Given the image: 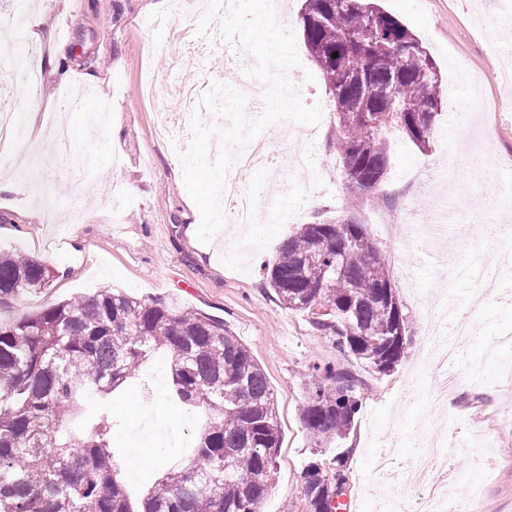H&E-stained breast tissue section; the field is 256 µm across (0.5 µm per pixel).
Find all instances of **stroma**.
Wrapping results in <instances>:
<instances>
[{
  "label": "stroma",
  "mask_w": 512,
  "mask_h": 512,
  "mask_svg": "<svg viewBox=\"0 0 512 512\" xmlns=\"http://www.w3.org/2000/svg\"><path fill=\"white\" fill-rule=\"evenodd\" d=\"M43 2L38 86H28L23 65L0 68V84L21 113L23 133L19 139L10 133L0 136V154L10 156L15 176L27 184L22 194L0 192V250L39 256L56 269L58 278L46 294L24 295L0 306V322L11 323L42 306L102 288L223 319L250 348L276 397L280 451L263 512H309L301 472L312 458L326 466L332 461L331 452L316 454L300 422L310 369L343 361L354 371L358 365L344 361L314 330L307 314L280 307L263 284L261 267L297 227L335 216L348 205L336 167L334 112L323 113L314 126L290 120L276 124L283 136L275 152L303 154L305 166L282 173L279 196L287 205V220L275 234L260 233L268 217L261 210L253 223L224 224L209 242H201L196 235L199 211L186 190L174 148L155 137L156 116L142 96L143 80L153 74L160 93L174 105L184 85L202 79L239 86L238 71L220 52L206 57L185 54L179 66H172L168 34L152 27L151 18L166 14L174 24L190 27L198 20L197 15L179 13L174 0ZM381 6L421 39L442 75H449L459 60L465 61L468 75H477L492 58L472 26L471 0H381ZM148 43L153 46L149 53L144 50ZM297 52L300 64L288 72L291 83L306 105L328 102L317 66L305 47ZM73 87L93 92L86 111L65 109L62 94ZM101 97L110 99L111 111L105 124L95 128L91 121ZM509 100L511 85L484 83L473 103V117L440 119L425 150L405 134H394L382 194L355 212L390 264L397 297L411 319V336L406 358L393 371L363 377V409L341 442L349 450L341 495L348 512H374V497L362 494L361 488H377L386 467L399 474L398 495L415 505L419 490L411 463L419 421H426L439 440L451 435L465 442L480 429L488 440L512 448V434L489 424L493 416L512 419V374L501 372L492 356L498 336L512 331V303L470 286L462 288L471 334L460 348L458 369L450 372L431 362L423 375L415 373L427 309L445 286L441 267L479 266L495 259L496 245L483 244L476 228L502 218L503 212L480 206L478 200L489 191L490 174L512 178V112L502 109ZM58 123L78 136L86 164L68 162L57 147L53 134ZM455 142L470 143L475 153L491 157L493 168H470L465 152H458L449 201L466 221L449 225L446 247L411 250L391 236L379 218L400 211L410 199L420 215L435 206L439 192L412 184L410 175L427 165L436 172L445 169V147ZM103 177L112 179L115 197L98 194L96 184ZM48 188L54 195L47 206L41 195ZM169 365L162 359L140 366L123 389L104 402L113 416L116 460L136 465L137 475L126 485L137 498L158 480L160 464L171 457L159 440L134 447L131 434L138 419L158 418L175 433L193 427L187 405L171 404L167 395L153 391L154 373ZM447 380L457 396L452 413L433 406ZM391 441L397 444L392 459H381L379 449ZM478 484L484 512H512L511 470L502 467L480 476Z\"/></svg>",
  "instance_id": "35a3bbf8"
}]
</instances>
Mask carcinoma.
Listing matches in <instances>:
<instances>
[{
    "label": "carcinoma",
    "instance_id": "obj_1",
    "mask_svg": "<svg viewBox=\"0 0 512 512\" xmlns=\"http://www.w3.org/2000/svg\"><path fill=\"white\" fill-rule=\"evenodd\" d=\"M303 42L321 71L336 114V151L348 194H379L390 165L389 134L429 146L447 104L436 64L418 37L375 0H305ZM338 57H332L333 53ZM282 308L311 316L320 335L373 373L407 355L403 312L388 261L365 225L344 214L301 225L264 266ZM55 271L0 252V306L52 287ZM157 350L172 355V394L202 407L208 421L190 463L156 482L140 512H262L280 448L274 393L251 350L224 321L176 311L104 288L52 304L13 324L0 322V512H133L117 479L112 415L84 413ZM300 420L315 446L349 434L362 381L334 364L312 367ZM73 423L67 433L58 421ZM349 449L332 478L303 469L309 512H332Z\"/></svg>",
    "mask_w": 512,
    "mask_h": 512
}]
</instances>
